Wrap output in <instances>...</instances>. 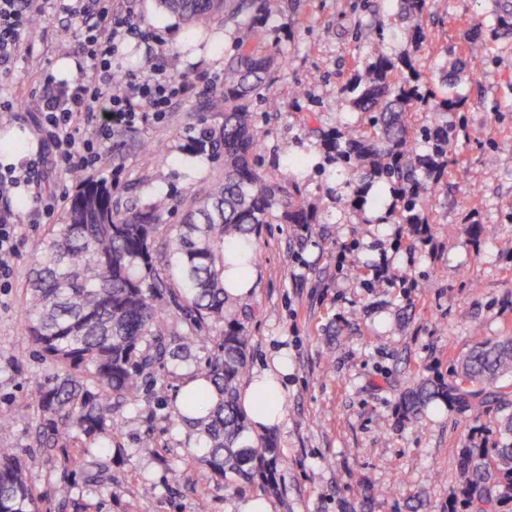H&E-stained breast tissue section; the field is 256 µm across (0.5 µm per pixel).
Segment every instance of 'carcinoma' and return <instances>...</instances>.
I'll return each mask as SVG.
<instances>
[{
  "label": "carcinoma",
  "mask_w": 512,
  "mask_h": 512,
  "mask_svg": "<svg viewBox=\"0 0 512 512\" xmlns=\"http://www.w3.org/2000/svg\"><path fill=\"white\" fill-rule=\"evenodd\" d=\"M163 12L196 28L253 9L256 0H158ZM407 20L404 35L424 40L420 16L427 0H401ZM473 20L467 52L460 64L475 70L485 59L482 29ZM496 29L512 31V0L501 4ZM366 64L356 84L345 88L352 108L366 122L348 136L326 141L328 154L342 168L362 174L348 199L354 224H365L366 211L379 203L372 193L389 186V217L399 224H424L431 190L448 166L451 132L446 124L421 128L428 151L414 155L416 141L409 114L425 103L410 57H393L374 40L365 49ZM276 58L242 45L224 64L223 89L210 108L224 113V124L208 126L191 140L194 154L209 153L220 174L203 192L176 199L151 196L139 207L119 212L112 184L76 171L78 190L67 203L65 221L41 240L27 281L23 329L37 353L60 369L36 386L31 405L38 419L40 446L82 448L107 437L115 415L133 401L156 366L177 370L189 365L190 349L212 324L224 326L204 360L189 372L204 382L173 418L188 427L205 451L189 458L207 479H221L236 489L271 483L275 463L273 436L248 435L247 418L238 403L239 382L247 370L249 337L242 310L224 285V249L239 257L246 274L257 258L256 232L262 224H294L310 231L315 223L306 205L296 169L267 178L257 168L259 142L254 132L253 100L260 95ZM183 206L177 232L159 240L160 226L175 206ZM512 378V336L478 339L458 359L448 381L425 379L404 392L399 406L409 417L435 401L480 417L502 414L505 437L493 446L470 441L459 449L460 478L448 493V512H512V392L501 381ZM197 405L203 415H184ZM81 458L67 460L66 470L49 494L60 502L71 495V470ZM383 489L361 480L356 504L369 512ZM43 494L26 481L14 448L0 447V512H39Z\"/></svg>",
  "instance_id": "1"
}]
</instances>
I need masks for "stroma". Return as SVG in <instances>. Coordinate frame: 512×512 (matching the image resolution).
Listing matches in <instances>:
<instances>
[{"mask_svg": "<svg viewBox=\"0 0 512 512\" xmlns=\"http://www.w3.org/2000/svg\"><path fill=\"white\" fill-rule=\"evenodd\" d=\"M398 0H266L264 9L194 31L164 14L158 0H138L136 23L158 43L130 40L122 67L170 75L223 74L225 61L249 43L278 61L255 102L257 166L279 176L288 158L303 160L302 187L316 222L311 231L266 224L257 237V277L243 299L250 338L249 369L264 367L275 350L288 351L287 416L275 429L278 460L267 496L274 512H346L359 480L384 487L372 512H447L448 490L459 480L458 450L476 429L496 442L493 416L474 418L442 406L419 420L403 417L399 395L421 378H447L474 332L488 339L512 336V50L487 51L477 71L438 82L459 59L470 23L495 27L496 0H430L425 39L400 35ZM81 31L79 19L55 11L31 25L30 51L0 75L14 107L9 128L23 148L0 153V165L31 171L32 185L12 190L19 255L13 285L0 290V425L11 428L28 483L44 500L41 512H229L236 492L203 479L187 459V433L169 418L185 379L155 369L152 386L123 413L109 440L90 445L87 461L112 481L97 484L72 475L68 505L49 497L67 449L46 453L36 439L38 420L27 404L34 386L55 367L35 351L21 317L25 284L37 247L64 208L34 222L35 191L73 195L69 176L37 163L35 111L42 73L60 62L63 30ZM383 38L392 55L408 53L422 91L457 100L443 119L455 130L450 163L432 191L425 241L404 224L350 220L346 202L351 172L337 168L323 142L362 124L344 93L364 66L363 45ZM210 91L174 101L165 119L125 131L105 147L91 178L114 182L119 209L139 206L157 191L193 195L211 180L215 165L184 147L196 130L223 115L206 107ZM280 107L268 109L266 99ZM158 148L147 160L144 145ZM25 208H18V201Z\"/></svg>", "mask_w": 512, "mask_h": 512, "instance_id": "stroma-1", "label": "stroma"}]
</instances>
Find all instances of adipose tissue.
<instances>
[{
  "mask_svg": "<svg viewBox=\"0 0 512 512\" xmlns=\"http://www.w3.org/2000/svg\"><path fill=\"white\" fill-rule=\"evenodd\" d=\"M288 351L274 353L267 366L252 372L239 393V403L251 422L252 433L274 429L287 414Z\"/></svg>",
  "mask_w": 512,
  "mask_h": 512,
  "instance_id": "ef3b65f1",
  "label": "adipose tissue"
}]
</instances>
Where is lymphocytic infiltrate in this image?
<instances>
[{
    "mask_svg": "<svg viewBox=\"0 0 512 512\" xmlns=\"http://www.w3.org/2000/svg\"><path fill=\"white\" fill-rule=\"evenodd\" d=\"M50 0H0V65H10L22 52L33 15L46 11ZM60 8L81 18L83 77L58 81L44 74L39 97V131L54 173L69 174L97 167L103 146L117 130L162 121L173 103L189 98L193 86L175 76H141L127 72L121 89H113L114 58L125 40L141 37L131 24L135 0H58Z\"/></svg>",
    "mask_w": 512,
    "mask_h": 512,
    "instance_id": "lymphocytic-infiltrate-1",
    "label": "lymphocytic infiltrate"
}]
</instances>
